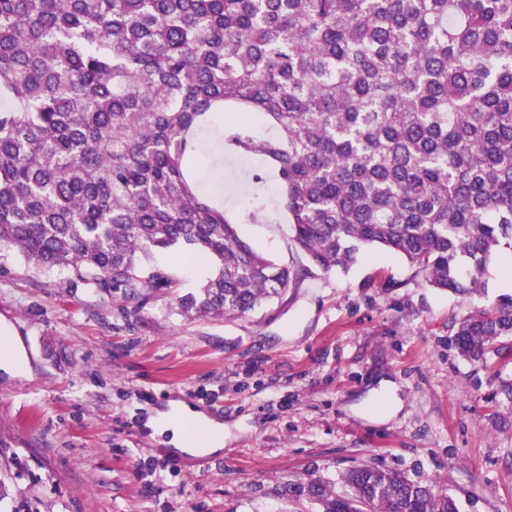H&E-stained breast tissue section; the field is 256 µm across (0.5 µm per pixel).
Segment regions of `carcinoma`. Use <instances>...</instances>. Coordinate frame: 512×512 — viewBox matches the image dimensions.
Wrapping results in <instances>:
<instances>
[{"instance_id":"obj_1","label":"carcinoma","mask_w":512,"mask_h":512,"mask_svg":"<svg viewBox=\"0 0 512 512\" xmlns=\"http://www.w3.org/2000/svg\"><path fill=\"white\" fill-rule=\"evenodd\" d=\"M214 114L223 150L262 158L316 267L404 257L429 286L482 288L512 249V0H0V248L128 301L176 249L210 272L184 313L243 316L301 275L188 172ZM512 335V296L454 331L472 362ZM352 493L288 484L323 512H459L434 480L361 467Z\"/></svg>"}]
</instances>
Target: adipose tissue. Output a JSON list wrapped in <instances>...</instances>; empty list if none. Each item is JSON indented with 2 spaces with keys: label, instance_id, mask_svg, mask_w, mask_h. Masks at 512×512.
<instances>
[{
  "label": "adipose tissue",
  "instance_id": "adipose-tissue-1",
  "mask_svg": "<svg viewBox=\"0 0 512 512\" xmlns=\"http://www.w3.org/2000/svg\"><path fill=\"white\" fill-rule=\"evenodd\" d=\"M154 435L166 436L169 445L195 455L218 452L224 445V428L182 402L148 423Z\"/></svg>",
  "mask_w": 512,
  "mask_h": 512
}]
</instances>
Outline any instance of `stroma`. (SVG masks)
<instances>
[{"label": "stroma", "mask_w": 512, "mask_h": 512, "mask_svg": "<svg viewBox=\"0 0 512 512\" xmlns=\"http://www.w3.org/2000/svg\"><path fill=\"white\" fill-rule=\"evenodd\" d=\"M236 230L302 272L243 317L184 315L177 297L208 268L176 251L150 260L171 287L129 302L0 250V325L30 363L0 372V512H320L287 483L345 494L361 465L437 481L460 512H512V357L480 366L452 346L457 321L512 293V266L492 259L482 294L462 296L378 248L324 271L285 221ZM172 400L223 423V450L152 438Z\"/></svg>", "instance_id": "obj_1"}]
</instances>
